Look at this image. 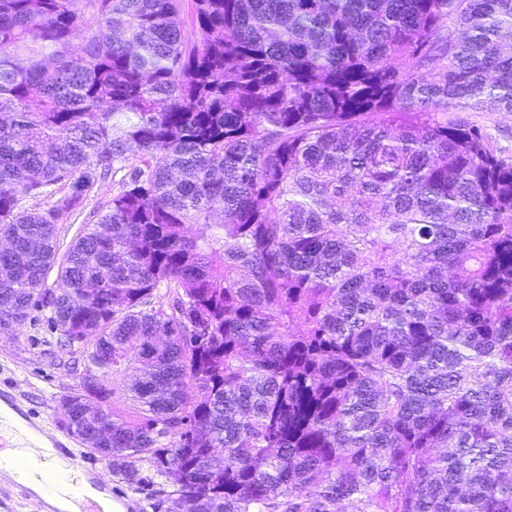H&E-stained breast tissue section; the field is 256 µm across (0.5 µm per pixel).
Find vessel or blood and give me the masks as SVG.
Returning <instances> with one entry per match:
<instances>
[{
	"instance_id": "vessel-or-blood-1",
	"label": "vessel or blood",
	"mask_w": 512,
	"mask_h": 512,
	"mask_svg": "<svg viewBox=\"0 0 512 512\" xmlns=\"http://www.w3.org/2000/svg\"><path fill=\"white\" fill-rule=\"evenodd\" d=\"M9 446L21 451L8 475L10 486L20 494L47 487L52 499L63 500L64 512H104L111 503V487L91 470L82 478L71 477L75 460L66 443L49 434L16 397L0 392V447Z\"/></svg>"
}]
</instances>
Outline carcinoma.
<instances>
[{
  "label": "carcinoma",
  "mask_w": 512,
  "mask_h": 512,
  "mask_svg": "<svg viewBox=\"0 0 512 512\" xmlns=\"http://www.w3.org/2000/svg\"><path fill=\"white\" fill-rule=\"evenodd\" d=\"M183 2L0 0V334L172 512H512V0ZM450 115L462 122L483 126L504 155L512 156V112H496L489 108L484 112H450ZM122 174H118L114 179V184H112V180L106 182L101 187H95L90 195L87 197V200L84 202V212L79 219L74 221V224H60L59 228V254H63L67 249L70 241L75 237L79 229L82 227L83 217L92 211L93 209H97L104 205L107 201L112 198V193L115 192L117 188L115 186L116 181L121 177Z\"/></svg>",
  "instance_id": "obj_1"
}]
</instances>
